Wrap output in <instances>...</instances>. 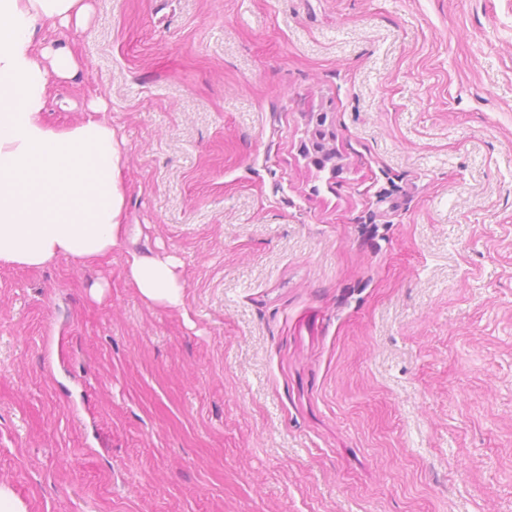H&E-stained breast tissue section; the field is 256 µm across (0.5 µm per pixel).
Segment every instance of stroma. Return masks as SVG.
Segmentation results:
<instances>
[{"instance_id":"obj_1","label":"stroma","mask_w":512,"mask_h":512,"mask_svg":"<svg viewBox=\"0 0 512 512\" xmlns=\"http://www.w3.org/2000/svg\"><path fill=\"white\" fill-rule=\"evenodd\" d=\"M90 3L40 30L85 62L45 118L105 101L131 233L0 265V484L27 512H512V0ZM129 248L181 260L184 309ZM180 267V261L172 255L127 250V280L150 305L173 308L184 305L186 282L178 271Z\"/></svg>"}]
</instances>
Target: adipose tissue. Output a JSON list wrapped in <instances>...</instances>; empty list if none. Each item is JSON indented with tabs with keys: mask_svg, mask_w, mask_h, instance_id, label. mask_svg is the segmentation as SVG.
Here are the masks:
<instances>
[{
	"mask_svg": "<svg viewBox=\"0 0 512 512\" xmlns=\"http://www.w3.org/2000/svg\"><path fill=\"white\" fill-rule=\"evenodd\" d=\"M85 0H0V264L38 269L61 258L98 259L124 247L126 142L110 120L59 128L43 118L52 83L83 66L45 24L82 25ZM180 261L128 252L125 272L143 301L179 308Z\"/></svg>",
	"mask_w": 512,
	"mask_h": 512,
	"instance_id": "obj_1",
	"label": "adipose tissue"
}]
</instances>
